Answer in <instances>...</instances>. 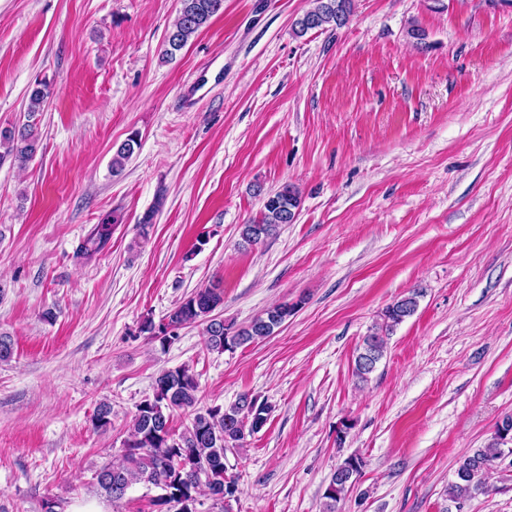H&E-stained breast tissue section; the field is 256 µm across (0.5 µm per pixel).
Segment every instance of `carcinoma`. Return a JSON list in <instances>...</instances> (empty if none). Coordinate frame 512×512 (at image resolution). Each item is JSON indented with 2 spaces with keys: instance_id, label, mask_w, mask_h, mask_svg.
Returning <instances> with one entry per match:
<instances>
[{
  "instance_id": "cac0c4a2",
  "label": "carcinoma",
  "mask_w": 512,
  "mask_h": 512,
  "mask_svg": "<svg viewBox=\"0 0 512 512\" xmlns=\"http://www.w3.org/2000/svg\"><path fill=\"white\" fill-rule=\"evenodd\" d=\"M224 6V0H180L175 23L163 41L161 59L173 60L188 40ZM354 0H314V6L296 18L293 33L302 37L312 30L344 26L353 13ZM50 91L47 82L37 81L27 91V121L18 130H0V163L6 159L24 166L38 151L37 119L44 111ZM139 146L138 134L133 133L112 156V175L124 170ZM296 187L285 184L264 197L261 217L241 227V238L248 244H258L277 235L284 224L292 223L300 207ZM111 235V225L100 224L88 235L76 251V256L89 258L105 245ZM419 293L413 291L382 309L375 331L365 336L362 350L355 358L354 376L366 382L383 358L386 338L393 329L412 316L418 305ZM224 302L217 286L199 288L180 302L166 321L155 324L146 319L140 332L150 339L169 345L179 338L178 330L186 325H204L206 347L223 352L248 345L274 334L290 316L295 305L282 303L271 306L244 327L224 325L212 318V313ZM199 384L186 366L161 371L154 379L153 394L137 407L131 439L125 442L122 459L108 462L97 473V483L105 495L122 499L132 485L142 483L161 490L153 499L157 512H194L193 507L207 493L214 501L229 508L225 495L234 496L237 480L226 474V453L243 447L246 437L259 432L266 424L272 405L248 394L241 395L227 408L199 406ZM190 412V422L176 434L170 420L174 412ZM112 424V406L99 404L92 417L96 429L105 430ZM512 416L497 426L492 442L463 456L456 469V479L449 485V498L460 504L489 490L487 476L497 460L512 454ZM364 466L363 459L351 454L336 468L323 493V512H337V505L351 491Z\"/></svg>"
}]
</instances>
